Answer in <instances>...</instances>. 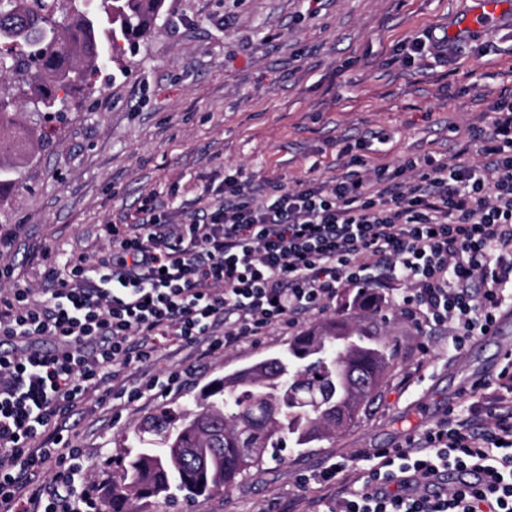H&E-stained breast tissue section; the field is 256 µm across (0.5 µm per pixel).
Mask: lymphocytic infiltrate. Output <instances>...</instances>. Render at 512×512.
Returning a JSON list of instances; mask_svg holds the SVG:
<instances>
[{
	"mask_svg": "<svg viewBox=\"0 0 512 512\" xmlns=\"http://www.w3.org/2000/svg\"><path fill=\"white\" fill-rule=\"evenodd\" d=\"M490 112V128L468 130L477 162L371 166L346 142L331 184H274L262 200L238 172L204 186L189 221L142 206L105 225L107 253L46 265L43 294L1 268L0 512H104L71 417L107 385L129 405L177 390L182 363L132 380L164 350L213 356L349 286L368 307L392 295L455 350L487 335L512 312V93ZM472 395L467 415L373 452L363 474L326 467V512H512V359Z\"/></svg>",
	"mask_w": 512,
	"mask_h": 512,
	"instance_id": "1",
	"label": "lymphocytic infiltrate"
}]
</instances>
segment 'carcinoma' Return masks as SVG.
<instances>
[{"label": "carcinoma", "instance_id": "cac0c4a2", "mask_svg": "<svg viewBox=\"0 0 512 512\" xmlns=\"http://www.w3.org/2000/svg\"><path fill=\"white\" fill-rule=\"evenodd\" d=\"M166 0H0V192L19 184L7 157L34 152L48 135L18 117L63 116L68 96L92 76L118 38L144 39ZM389 359L343 321L297 338L286 352L234 372L178 411L148 417L136 437L157 441L125 460L104 495L105 512H138L155 498L192 500L231 485L265 457H280L351 423L381 382Z\"/></svg>", "mask_w": 512, "mask_h": 512}]
</instances>
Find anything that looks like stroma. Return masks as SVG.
<instances>
[{"label":"stroma","mask_w":512,"mask_h":512,"mask_svg":"<svg viewBox=\"0 0 512 512\" xmlns=\"http://www.w3.org/2000/svg\"><path fill=\"white\" fill-rule=\"evenodd\" d=\"M169 9L136 48L101 66L92 92L76 98L34 161L23 187L0 202V225L21 231L0 246L20 284L42 283L45 259L96 257L102 227L131 224L144 201L161 210L191 202L213 174L253 175L256 184L333 180L334 145L360 143L373 164L395 165L458 150L500 94L512 92V15L450 47L444 62H402L401 43L455 29L475 0H166ZM354 290L300 325L274 327L197 362L179 394L118 411L89 400L78 443L96 496L132 449L134 428L160 405L177 407L215 378L283 353L296 337L346 320L389 353L385 378L348 428L238 477L190 504L149 503L145 512H322L317 476L335 462L363 470L386 448L444 417L456 376L494 370L496 346L456 352L447 334L422 337L387 301L365 308ZM428 352H421L420 342ZM310 477L298 492L300 477Z\"/></svg>","instance_id":"35a3bbf8"}]
</instances>
